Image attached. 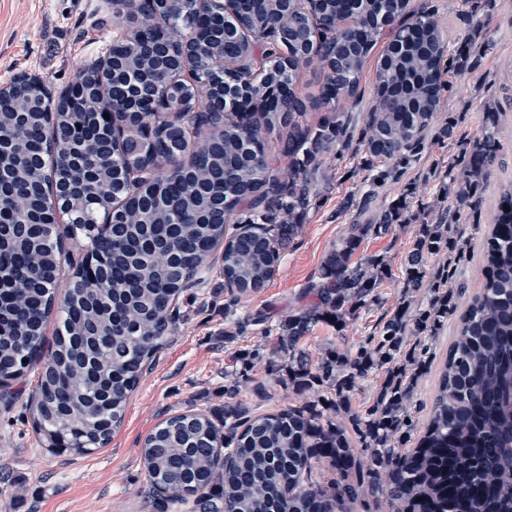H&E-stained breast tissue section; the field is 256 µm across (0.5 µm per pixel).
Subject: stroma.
Listing matches in <instances>:
<instances>
[{"label":"stroma","mask_w":512,"mask_h":512,"mask_svg":"<svg viewBox=\"0 0 512 512\" xmlns=\"http://www.w3.org/2000/svg\"><path fill=\"white\" fill-rule=\"evenodd\" d=\"M411 5L434 7L441 28L454 45L472 35V15L492 17L486 32L493 41L492 50L471 55L470 72L453 76L452 91L443 97L432 121L437 130L449 117H456L453 140L433 143L378 200L379 205H387L410 185L416 189L412 210L435 205L439 177L456 158L457 141L478 135L483 104L498 106L503 148L486 170L478 212L469 214L460 225L470 251L457 274V302L463 305L482 283V239L501 190L512 185V0H411ZM125 24L124 15L114 13L112 0H0V86L11 83L19 73L34 72L52 93H59L76 81L90 60L103 55L113 34ZM324 170L329 188L303 217L265 288L233 299L218 272L221 250L210 254L213 270L208 280L180 299L172 333L144 369L123 423L106 447L81 455L51 452L25 409L35 392L39 369H30L12 382L20 399L11 409L0 407V512H154L141 448L162 420L188 410H202L220 420L225 405L233 399L251 412L266 414L325 398L322 388L299 391L277 382L274 364L254 354L263 339L250 323L260 312L269 324L276 325L300 309L305 286L352 221L343 206L365 177L362 152L347 150L326 160ZM418 229L414 220L363 242L357 258L381 255L391 268L392 276L382 287V300L347 317L343 330L317 324L305 344L311 356H318L331 343L342 351L357 349L372 336L380 320L395 313L402 303L414 309L427 304L425 290L405 292L402 274ZM453 334L454 324L449 321L427 340L414 334L408 337L413 345L426 342L431 360L429 370L418 380L411 404L419 422L430 416L438 374ZM244 357L249 360L247 376L240 379L239 392L232 399L224 393V372ZM259 382L266 386L261 399L252 392Z\"/></svg>","instance_id":"stroma-1"}]
</instances>
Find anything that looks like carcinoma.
I'll list each match as a JSON object with an SVG mask.
<instances>
[{"mask_svg":"<svg viewBox=\"0 0 512 512\" xmlns=\"http://www.w3.org/2000/svg\"><path fill=\"white\" fill-rule=\"evenodd\" d=\"M326 9L336 19L316 26L306 52L326 67L319 101L328 106L344 93L356 103L363 66L384 29V5L358 0L353 20L344 0H328ZM412 17L424 41L403 54L381 55L375 103L361 132L350 110L307 124L293 68L260 112L220 114L201 102L161 117L142 104L115 163L93 147L95 112L105 105L121 117L128 103L113 97L102 62L90 63L77 78L88 84L91 99L75 109L82 126L75 141L66 126L15 116L30 101L26 89L0 99V212L11 214L0 221V373L38 363L45 324L58 311L55 349L30 406L39 430L62 437L75 454L111 441L145 366L166 343L177 301L209 272L210 253L223 248L220 275L236 298L265 287L324 187V159L364 147L367 176L360 197L350 200L360 219L305 287L311 303L278 324L265 349L270 362L282 361L288 383L325 387L331 398L253 417L229 407L220 423L192 410L160 422L141 450L155 512L189 504L199 512H346L368 496L385 499L388 512H512L511 186L500 194L483 243V283L461 313L451 286L466 253L458 236L463 210L475 208L487 165L501 148L499 113H484L481 133L463 144L461 176L441 181L438 190L450 203L420 225L407 257L404 287L428 289L427 305L401 306L354 353L329 347L313 359L303 347L318 323L340 331L346 317L380 303L388 264L353 256L365 238L386 235L405 218L408 204L402 196L374 214L371 200L398 181L427 144L453 133V121L435 134L431 121L452 89L444 73L460 69L466 49L452 52L433 14ZM189 21L222 29L219 17L201 15L192 3L155 27V35L169 38ZM281 23L273 6L259 9L240 41L224 49V75L259 82L284 57L300 55L277 38ZM113 51L128 61L129 79L161 80L145 44L124 37L112 43ZM204 127L210 135L188 163L180 162ZM273 137L292 157L286 184L267 163ZM21 176L34 185L37 228L28 226L27 214L12 212ZM54 207L67 216L64 231L43 223ZM101 219L116 226L112 238L98 237L94 225ZM83 239L106 263L98 280L78 292L66 288L59 302L62 264L74 265ZM442 252L448 265L428 274L427 258ZM456 313V336L422 427L408 405L429 368L428 348L405 349L406 336H433ZM374 368L385 372L380 392L371 407L355 412L351 393ZM327 411L349 416L360 447ZM414 438L416 447H407ZM316 463L334 478L313 480Z\"/></svg>","mask_w":512,"mask_h":512,"instance_id":"obj_1","label":"carcinoma"}]
</instances>
